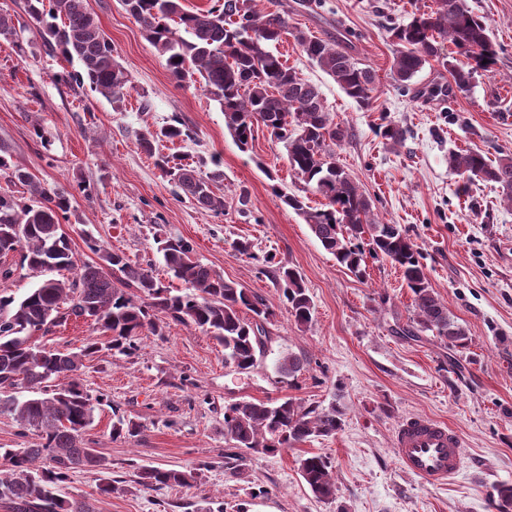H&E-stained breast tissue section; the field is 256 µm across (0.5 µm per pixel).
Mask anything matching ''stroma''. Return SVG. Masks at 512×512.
<instances>
[{"label": "stroma", "mask_w": 512, "mask_h": 512, "mask_svg": "<svg viewBox=\"0 0 512 512\" xmlns=\"http://www.w3.org/2000/svg\"><path fill=\"white\" fill-rule=\"evenodd\" d=\"M24 0H0L23 27L19 39L0 37V145L14 164L49 190L68 192L65 230L78 263L94 262L86 246L104 247L151 265L174 289L157 242L190 241L203 263L262 296L274 310L269 339L250 372L225 366L211 336L170 323L164 335L143 337L137 355L102 349L85 358L80 379L103 396L84 434L104 457L120 491H99L98 470L79 468L63 486L66 498L88 501L93 512H494L496 485L512 484V206L498 184L475 180L468 194L448 156L481 151L489 160L512 153V0H468L489 24L494 64L475 73L463 91L431 61L408 87L390 78L393 27L429 11L434 0H257L261 12L284 11L290 29L338 41L355 61L372 68L378 88L359 106L301 52L292 36L277 46L283 61L318 85L336 123L350 135L336 158L371 198L375 214L406 229L422 255L432 288L469 335L452 348L434 333L416 329L411 294L395 266L369 259L358 279L336 264L308 224L272 192L273 187L320 207L290 169L283 144L258 128L248 150L236 145L224 114L199 85L183 87L120 0H86L128 70L133 88L124 111L89 88L58 82L72 65L47 51L23 10ZM179 119L193 137L143 151L136 134ZM405 129L391 146L378 128ZM183 163L219 164L224 199L215 214L177 195L157 164L161 155ZM251 252L239 254L234 241ZM302 275L313 302L309 326H297L274 277L279 266ZM306 358L295 381L280 378L284 354ZM293 398L303 406L340 401L345 423L333 437L274 453L244 451L226 464L224 406L238 400ZM140 423L138 436L113 440L112 410ZM429 416L456 428L464 467L445 487L406 474L396 463L399 424ZM326 456L336 496L317 498L297 459ZM198 469L187 487L147 488L136 466Z\"/></svg>", "instance_id": "35a3bbf8"}]
</instances>
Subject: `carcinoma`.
Here are the masks:
<instances>
[{
  "label": "carcinoma",
  "mask_w": 512,
  "mask_h": 512,
  "mask_svg": "<svg viewBox=\"0 0 512 512\" xmlns=\"http://www.w3.org/2000/svg\"><path fill=\"white\" fill-rule=\"evenodd\" d=\"M146 38L164 56L166 67L179 83L199 76L209 98L224 112V122L238 146L254 140L255 126L284 144L288 163L314 193L324 199L322 208L308 207L302 198L272 185L279 200L301 214L311 232L336 262L358 277L366 273L367 257L382 258L398 268L412 295L417 325L435 333L453 347L468 344L467 330L455 321L448 305L429 283L416 244L399 224H386L373 213L370 199L336 160L333 146L345 140L347 130L326 110L319 87L288 68L271 50L292 35L301 51L341 90L367 106L377 90L376 74L361 67L334 40L290 32L288 17L279 11L260 14L255 0H215L207 10L190 11L182 0H120ZM435 7L416 14L405 25L390 29L394 46L392 79L405 87L432 60L440 58L441 44L455 47L457 58L443 61L458 89L467 88L474 73L493 62L495 51L485 20L473 13L467 0H434ZM24 9L39 26L43 44L60 50L81 71L59 75L62 82H86L120 112L125 107L131 77L112 55V46L86 0H25ZM186 140L190 130L181 122L158 131L145 129L137 136L141 149L152 153L154 143ZM160 165L180 194L203 209L224 211V198L213 186L224 180L219 169L202 171L163 157ZM449 165L468 189L475 177L492 181L512 205V155L495 164L479 151L452 153ZM0 175L29 187L22 199L0 193V255L20 254V269L40 281L24 297L0 296V411L20 427V434L37 433L39 442L29 448H5L0 457V503L9 512H92L82 499L65 498L59 488L80 467L110 470L106 460L85 446L83 434L92 424V397L80 382L84 358L99 351V341L89 340L78 352H62L43 338L71 318L97 325L107 334L108 349L126 357L136 355L141 336H162L171 319L202 330L224 348V363L246 373L257 365V355L268 340L266 324L274 310L260 295L227 280L212 267L192 259L193 245L183 239L162 244L163 265L186 288L174 294L152 270L124 253L105 249L88 237L87 248L99 261L76 263L68 234L70 198L51 192L34 181L24 168L8 159L0 148ZM368 242L364 249L362 242ZM75 271L71 278L53 273ZM284 282L288 311L300 326L312 321V300L298 270L278 268ZM303 362L288 353L277 372L293 381ZM67 380L59 386L55 381ZM28 393L18 397V391ZM343 406L332 403L320 411L287 398L278 402L239 400L224 406V435L236 449L226 458L242 460L240 450L274 453L315 438L332 437L345 422ZM140 424L117 416L112 438L128 439ZM298 469L312 493L320 499L336 495L332 467L320 454L297 459ZM137 478L145 487L188 486L195 470L144 468ZM496 512H512V485L496 489Z\"/></svg>",
  "instance_id": "obj_1"
}]
</instances>
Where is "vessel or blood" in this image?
I'll use <instances>...</instances> for the list:
<instances>
[{"mask_svg": "<svg viewBox=\"0 0 512 512\" xmlns=\"http://www.w3.org/2000/svg\"><path fill=\"white\" fill-rule=\"evenodd\" d=\"M393 445L401 469L431 485L448 484L463 469L459 432L434 418H407L398 427Z\"/></svg>", "mask_w": 512, "mask_h": 512, "instance_id": "1", "label": "vessel or blood"}]
</instances>
